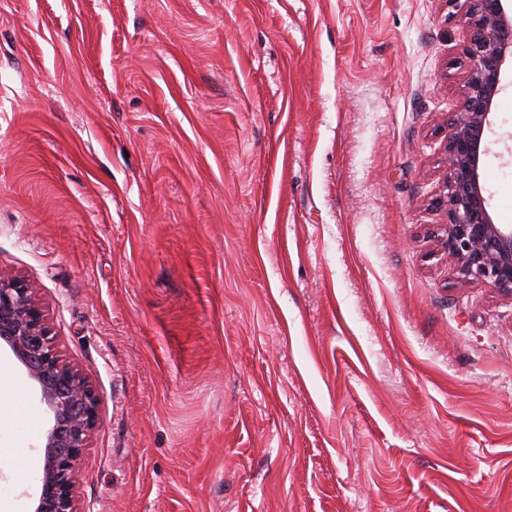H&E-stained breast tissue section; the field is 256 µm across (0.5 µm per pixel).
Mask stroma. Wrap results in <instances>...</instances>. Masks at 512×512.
Segmentation results:
<instances>
[{
    "label": "stroma",
    "mask_w": 512,
    "mask_h": 512,
    "mask_svg": "<svg viewBox=\"0 0 512 512\" xmlns=\"http://www.w3.org/2000/svg\"><path fill=\"white\" fill-rule=\"evenodd\" d=\"M461 0H0V269L99 395L91 512H512V295L437 206ZM483 183L512 225V72ZM0 512L47 421L0 348Z\"/></svg>",
    "instance_id": "obj_1"
}]
</instances>
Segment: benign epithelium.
Listing matches in <instances>:
<instances>
[{
	"label": "benign epithelium",
	"mask_w": 512,
	"mask_h": 512,
	"mask_svg": "<svg viewBox=\"0 0 512 512\" xmlns=\"http://www.w3.org/2000/svg\"><path fill=\"white\" fill-rule=\"evenodd\" d=\"M463 2L470 30L464 54L471 70L446 146L440 203L448 214V260L460 278L512 293V225L494 222L482 180L502 74L512 67V0ZM0 342L23 367L47 415L39 487L28 512H85L75 486L82 450L99 417L97 392L56 351L33 289L2 269Z\"/></svg>",
	"instance_id": "obj_1"
}]
</instances>
